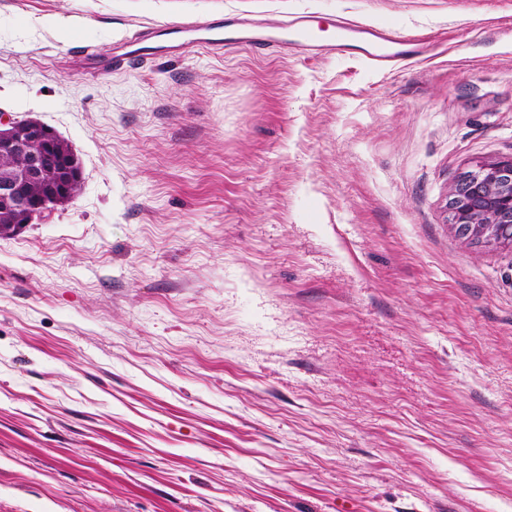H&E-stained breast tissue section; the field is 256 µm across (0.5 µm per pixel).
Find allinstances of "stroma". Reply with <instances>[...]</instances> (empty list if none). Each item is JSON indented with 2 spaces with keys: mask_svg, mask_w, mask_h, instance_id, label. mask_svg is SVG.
I'll return each mask as SVG.
<instances>
[{
  "mask_svg": "<svg viewBox=\"0 0 512 512\" xmlns=\"http://www.w3.org/2000/svg\"><path fill=\"white\" fill-rule=\"evenodd\" d=\"M302 14L424 44L80 55ZM0 113L82 167L0 238V512H512V249L446 211L512 155V0H0Z\"/></svg>",
  "mask_w": 512,
  "mask_h": 512,
  "instance_id": "obj_1",
  "label": "stroma"
}]
</instances>
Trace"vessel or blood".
<instances>
[{
	"mask_svg": "<svg viewBox=\"0 0 512 512\" xmlns=\"http://www.w3.org/2000/svg\"><path fill=\"white\" fill-rule=\"evenodd\" d=\"M315 23L314 17L300 15L280 24L256 28L239 19L228 18L216 23L209 36L192 40L184 37L189 30L188 25H170L130 38V50L93 58V71L98 75L109 74L151 55L178 56L197 47L223 51L245 45L273 53H296L315 58L332 53L335 48L348 46L356 35L368 45L363 52L368 62L383 68L416 57L422 43L418 36L398 35L386 28L360 26L340 18L336 21L335 43L326 44L318 40Z\"/></svg>",
	"mask_w": 512,
	"mask_h": 512,
	"instance_id": "1",
	"label": "vessel or blood"
}]
</instances>
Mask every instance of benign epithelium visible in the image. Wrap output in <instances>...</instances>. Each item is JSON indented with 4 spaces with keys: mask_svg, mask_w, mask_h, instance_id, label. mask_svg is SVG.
Instances as JSON below:
<instances>
[{
    "mask_svg": "<svg viewBox=\"0 0 512 512\" xmlns=\"http://www.w3.org/2000/svg\"><path fill=\"white\" fill-rule=\"evenodd\" d=\"M63 153L71 173L55 189L44 188L51 154ZM21 164L0 176V206L19 215L1 224L0 236L17 235L33 221L72 199L81 170L72 149L48 125L0 116V160ZM450 224L465 238L491 246L512 247V156L476 164L455 185L447 203Z\"/></svg>",
    "mask_w": 512,
    "mask_h": 512,
    "instance_id": "obj_1",
    "label": "benign epithelium"
}]
</instances>
